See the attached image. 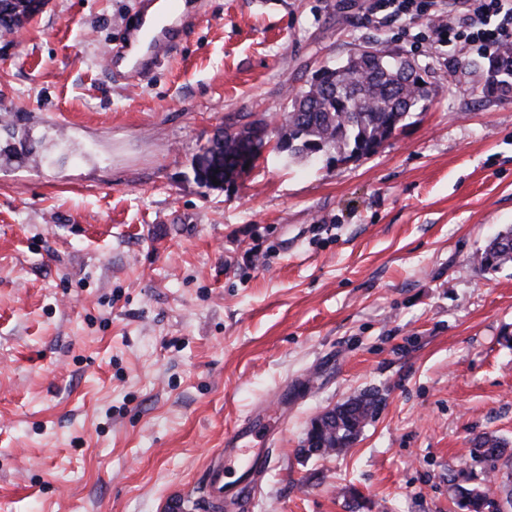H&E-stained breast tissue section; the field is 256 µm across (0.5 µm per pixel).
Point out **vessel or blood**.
<instances>
[{"label":"vessel or blood","instance_id":"obj_1","mask_svg":"<svg viewBox=\"0 0 512 512\" xmlns=\"http://www.w3.org/2000/svg\"><path fill=\"white\" fill-rule=\"evenodd\" d=\"M155 0H142L139 14L131 23L125 44L110 50V62L115 67L116 77L134 84L144 80L155 60L171 52L170 19H182L183 0H165L166 12L164 17H157L153 7ZM251 429L250 423L238 428L233 437L224 442V453L221 459L211 462L204 476V492L209 502L221 503L224 499V462L234 457L235 446ZM266 456L264 451L242 461L244 486L249 495H257L259 481L265 473Z\"/></svg>","mask_w":512,"mask_h":512}]
</instances>
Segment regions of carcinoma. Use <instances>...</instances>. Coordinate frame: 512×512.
Wrapping results in <instances>:
<instances>
[{
	"label": "carcinoma",
	"instance_id": "cac0c4a2",
	"mask_svg": "<svg viewBox=\"0 0 512 512\" xmlns=\"http://www.w3.org/2000/svg\"><path fill=\"white\" fill-rule=\"evenodd\" d=\"M46 0H0V27L15 29L30 20L45 6ZM373 54L360 51L350 54L340 67L324 66L308 84L292 95L290 109L284 113L276 149L291 158L326 155L336 163L355 156H368L404 126L412 112L432 96L434 83L424 68L405 73L408 58L378 44ZM500 65L499 94L512 91V47L493 56ZM223 146L217 151L206 149L197 158V176L211 186L226 181L225 162L243 153L261 156L268 139L258 122L240 128L227 126L222 131ZM512 228L496 235L480 256L484 269L512 264ZM377 406L375 395L368 394L335 407L336 431L327 435L326 446L311 456L339 454L349 447ZM507 443L492 435H478L472 440L470 455L480 467L483 484L460 491L457 506L469 512H500L498 503L489 497V484L504 479L502 489L512 493V454Z\"/></svg>",
	"mask_w": 512,
	"mask_h": 512
}]
</instances>
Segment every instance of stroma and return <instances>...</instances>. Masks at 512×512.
Returning <instances> with one entry per match:
<instances>
[{
  "instance_id": "obj_1",
  "label": "stroma",
  "mask_w": 512,
  "mask_h": 512,
  "mask_svg": "<svg viewBox=\"0 0 512 512\" xmlns=\"http://www.w3.org/2000/svg\"><path fill=\"white\" fill-rule=\"evenodd\" d=\"M136 0H48L0 37V512H213L202 474L255 407L254 502L223 512H460L472 439L512 444V95L426 19L365 0H186L195 22L136 88L104 58ZM373 41L435 78L348 163L266 151L201 184L224 127L278 132L292 92ZM380 402L340 455L310 422ZM505 235L498 233L485 247L480 256V265L485 269H497L512 264V246L505 241L511 242L512 228L505 230Z\"/></svg>"
}]
</instances>
